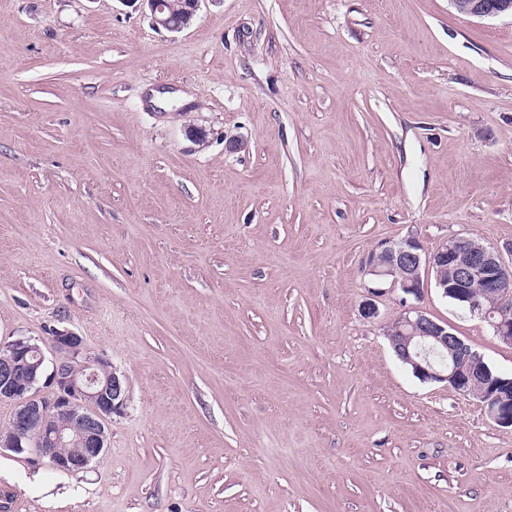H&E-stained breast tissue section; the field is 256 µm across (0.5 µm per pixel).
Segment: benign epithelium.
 <instances>
[{
  "label": "benign epithelium",
  "mask_w": 512,
  "mask_h": 512,
  "mask_svg": "<svg viewBox=\"0 0 512 512\" xmlns=\"http://www.w3.org/2000/svg\"><path fill=\"white\" fill-rule=\"evenodd\" d=\"M152 24L178 33L188 28L203 0H189L180 18L169 12V0H145ZM467 17L512 16V0H449ZM365 273L377 284L419 297L424 277L434 274L445 298L487 322L500 343L512 347V278L500 251L471 236H455L434 251H423L409 235L388 241L366 262ZM384 335L414 376L424 382H445L463 396L480 402L499 426L512 428V396L492 389L483 356L446 321L411 306L385 326ZM57 358L45 372V354L30 339L0 344V401L14 405L9 426L0 430V451L27 450L48 459L62 472L87 468L107 448L112 415L126 402L125 382L103 356L86 351L83 339L69 330L52 336Z\"/></svg>",
  "instance_id": "benign-epithelium-1"
}]
</instances>
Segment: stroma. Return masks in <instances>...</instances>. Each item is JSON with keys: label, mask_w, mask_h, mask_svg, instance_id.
Wrapping results in <instances>:
<instances>
[{"label": "stroma", "mask_w": 512, "mask_h": 512, "mask_svg": "<svg viewBox=\"0 0 512 512\" xmlns=\"http://www.w3.org/2000/svg\"><path fill=\"white\" fill-rule=\"evenodd\" d=\"M412 233L512 266L511 17L0 0V343L73 331L128 388L88 468L0 454V512H512V429L383 334L415 305L512 376L434 283L370 295ZM127 1H143L147 2L149 10L151 12L152 24L156 28H162L169 32L178 33L187 29L193 19L195 18L197 11L201 6L203 0H189V9L180 18H175L169 11V1H171L176 8H181V0H127Z\"/></svg>", "instance_id": "35a3bbf8"}]
</instances>
